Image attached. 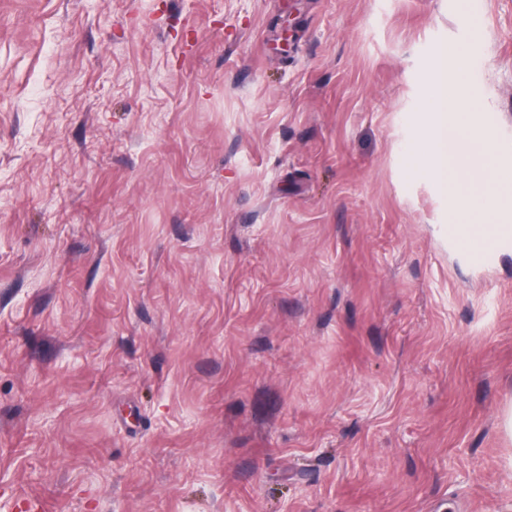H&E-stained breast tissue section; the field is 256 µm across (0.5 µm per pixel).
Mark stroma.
<instances>
[{
  "instance_id": "1",
  "label": "stroma",
  "mask_w": 512,
  "mask_h": 512,
  "mask_svg": "<svg viewBox=\"0 0 512 512\" xmlns=\"http://www.w3.org/2000/svg\"><path fill=\"white\" fill-rule=\"evenodd\" d=\"M444 49L512 154V0H0V512H512Z\"/></svg>"
}]
</instances>
